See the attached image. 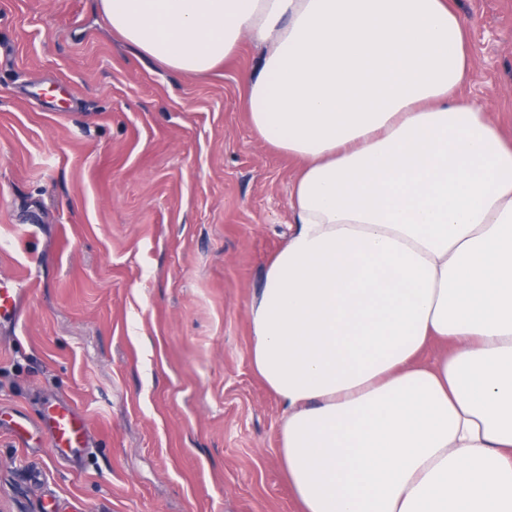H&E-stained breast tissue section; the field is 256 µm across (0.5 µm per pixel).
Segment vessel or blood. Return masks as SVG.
Instances as JSON below:
<instances>
[{"label": "vessel or blood", "instance_id": "b4317fda", "mask_svg": "<svg viewBox=\"0 0 512 512\" xmlns=\"http://www.w3.org/2000/svg\"><path fill=\"white\" fill-rule=\"evenodd\" d=\"M28 294L24 284L16 279H0V322L16 323ZM49 445L61 458L72 460L87 454L95 445V436L84 414L67 397L49 402L38 424ZM34 424L26 419L15 420L13 432L18 439H25Z\"/></svg>", "mask_w": 512, "mask_h": 512}]
</instances>
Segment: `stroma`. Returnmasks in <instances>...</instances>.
<instances>
[{"instance_id": "35a3bbf8", "label": "stroma", "mask_w": 512, "mask_h": 512, "mask_svg": "<svg viewBox=\"0 0 512 512\" xmlns=\"http://www.w3.org/2000/svg\"><path fill=\"white\" fill-rule=\"evenodd\" d=\"M471 21L465 94L512 138V0ZM260 50L193 77L116 34L100 0H0V512H300L282 407L250 365L248 303L288 237L296 159L254 133ZM45 95H29L31 85ZM66 396L96 436L66 461L36 420ZM29 291L30 288H25L17 279H0V323L5 321L16 325Z\"/></svg>"}]
</instances>
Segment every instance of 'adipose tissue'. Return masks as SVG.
I'll return each instance as SVG.
<instances>
[{"mask_svg": "<svg viewBox=\"0 0 512 512\" xmlns=\"http://www.w3.org/2000/svg\"><path fill=\"white\" fill-rule=\"evenodd\" d=\"M101 7L187 76L261 49L245 110L301 168L250 360L301 512H512V140L461 93L468 17L451 0Z\"/></svg>", "mask_w": 512, "mask_h": 512, "instance_id": "1", "label": "adipose tissue"}]
</instances>
